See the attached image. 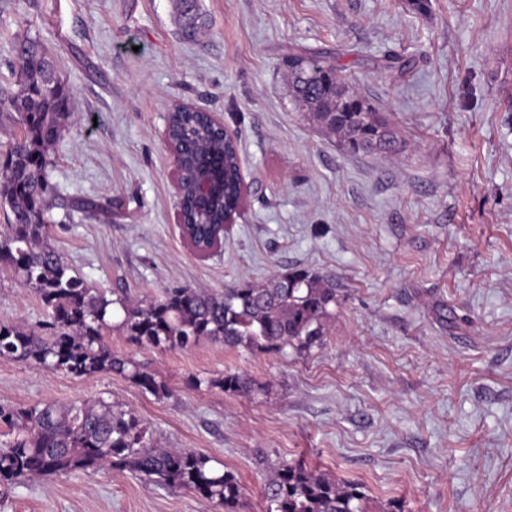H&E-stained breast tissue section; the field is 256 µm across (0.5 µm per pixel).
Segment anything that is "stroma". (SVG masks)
I'll use <instances>...</instances> for the list:
<instances>
[{"label": "stroma", "mask_w": 512, "mask_h": 512, "mask_svg": "<svg viewBox=\"0 0 512 512\" xmlns=\"http://www.w3.org/2000/svg\"><path fill=\"white\" fill-rule=\"evenodd\" d=\"M182 40L173 0H0V155L23 131L16 42L40 40L68 91L47 168L49 241L92 286L157 300L295 268L330 276L321 345L161 351L104 333L163 380L77 378L0 358V404L104 400L155 443L190 448L266 512L265 467L306 464L358 484L366 512H512V0H203ZM334 64L389 120L395 152L350 156L291 103L288 55ZM400 68L383 65L386 56ZM236 134L244 209L206 259L177 224L169 110ZM99 204L96 213L76 201ZM44 310L0 269V321ZM246 374L251 392L206 381ZM204 379L201 387L192 378ZM0 512H219L117 469L0 486Z\"/></svg>", "instance_id": "1"}]
</instances>
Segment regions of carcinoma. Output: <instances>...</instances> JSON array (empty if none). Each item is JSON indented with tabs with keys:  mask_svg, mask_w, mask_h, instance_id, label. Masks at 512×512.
Instances as JSON below:
<instances>
[{
	"mask_svg": "<svg viewBox=\"0 0 512 512\" xmlns=\"http://www.w3.org/2000/svg\"><path fill=\"white\" fill-rule=\"evenodd\" d=\"M182 37L191 39L207 26L200 0H175ZM17 53L24 66L17 91L8 99L24 128L0 159V205L12 222L0 231V263L13 267L23 285L42 303L47 320L40 328L0 322V357L36 364L74 377L101 373L123 376L159 397L164 382L103 340L114 312L117 328L133 344L184 350L203 340L248 350L305 351L326 335L336 285L329 276L305 269L263 284L243 280L222 291L170 288L163 298L133 304L92 288L48 242V183L44 171L50 147L62 136L69 117V95L41 42L25 37ZM292 104L336 133L351 156L386 152L396 143L388 121L346 80L323 86L327 66L305 57L290 58ZM172 139L182 150L188 178L205 170L214 195L209 223L195 225L197 241L208 242L237 196L233 183L235 151L223 133L201 113L172 115ZM226 392L251 390L244 373L204 381ZM0 485L20 484L34 476L67 475L105 468L128 470L169 489H184L214 503L222 512H239L243 488L235 475L210 465L209 457L187 448H159L131 411L103 401L15 408L0 404ZM267 512H364L360 486L299 462L280 463L266 477Z\"/></svg>",
	"mask_w": 512,
	"mask_h": 512,
	"instance_id": "cac0c4a2",
	"label": "carcinoma"
}]
</instances>
